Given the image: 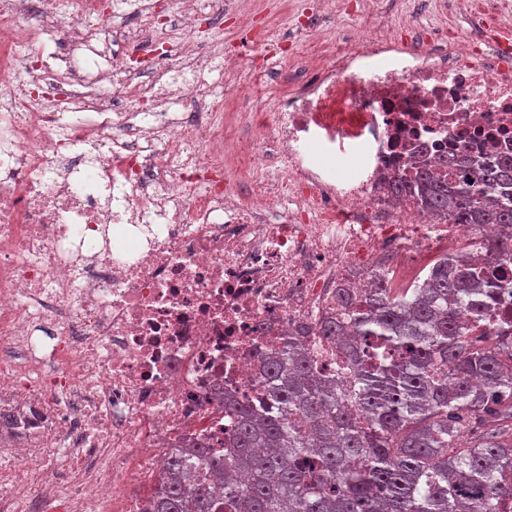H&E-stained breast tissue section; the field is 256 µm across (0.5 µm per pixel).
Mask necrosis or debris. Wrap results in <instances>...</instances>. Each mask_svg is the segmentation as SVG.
<instances>
[{
  "label": "necrosis or debris",
  "mask_w": 512,
  "mask_h": 512,
  "mask_svg": "<svg viewBox=\"0 0 512 512\" xmlns=\"http://www.w3.org/2000/svg\"><path fill=\"white\" fill-rule=\"evenodd\" d=\"M444 6L455 30L416 17L417 48L387 27L304 56L276 111L242 99L228 136L224 64L198 37L228 0H0V407L24 403L29 437L0 448V512H144L165 456L194 437L226 447L214 393L253 398L260 352L289 331L347 377L338 342L314 334L338 288L364 294L379 273L406 288L504 236L391 190L417 154L512 155V0ZM118 41L155 66L85 56ZM173 74L169 110L156 86ZM339 149L361 157L341 179L312 159ZM73 463L84 477L64 483Z\"/></svg>",
  "instance_id": "4bbe7bcc"
}]
</instances>
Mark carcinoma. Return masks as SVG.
I'll use <instances>...</instances> for the list:
<instances>
[{
  "label": "carcinoma",
  "mask_w": 512,
  "mask_h": 512,
  "mask_svg": "<svg viewBox=\"0 0 512 512\" xmlns=\"http://www.w3.org/2000/svg\"><path fill=\"white\" fill-rule=\"evenodd\" d=\"M428 165L416 189L457 224L512 225V157ZM493 266L441 257L418 286L378 279L337 303L319 333L359 338L350 383L317 372L300 337L261 359L254 401L231 399L227 452L201 440L170 455L152 512H507L512 507V326L491 307L512 293V237L487 240ZM484 334L472 336L471 322Z\"/></svg>",
  "instance_id": "1"
}]
</instances>
